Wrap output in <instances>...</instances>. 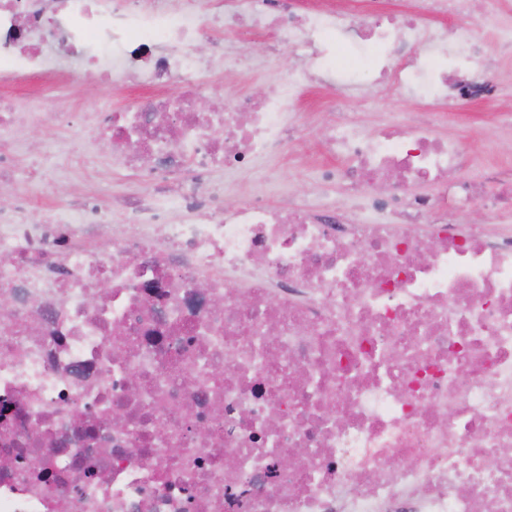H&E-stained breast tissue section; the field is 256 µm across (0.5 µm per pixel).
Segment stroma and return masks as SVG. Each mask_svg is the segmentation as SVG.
I'll return each mask as SVG.
<instances>
[{"instance_id": "obj_1", "label": "stroma", "mask_w": 512, "mask_h": 512, "mask_svg": "<svg viewBox=\"0 0 512 512\" xmlns=\"http://www.w3.org/2000/svg\"><path fill=\"white\" fill-rule=\"evenodd\" d=\"M468 8L470 34L482 48V60L491 64L487 76L505 88L506 93L497 100L475 103L468 110L450 112L437 126L436 133L441 137H459L468 153L479 159L485 175L512 179V132L498 129L492 121L494 109L512 108V49H502L493 35L495 26L512 24V0H499L497 11L493 14L488 12L485 0H470ZM270 43V38L264 36L249 38L245 42L237 72L226 78H214L216 91L224 92L226 101L263 94L276 79L286 76L289 69L297 66V58L289 51L269 54ZM375 69L376 54L374 50H366L360 62L361 80L366 91L353 93L348 99V110L362 128L372 130L395 112L418 118L422 108L416 100L387 95L382 86L373 84ZM69 93L74 107L81 112L96 110L105 103L109 104L111 110L121 111L133 102L143 103L148 99L147 93L134 87L91 89L82 83L73 84ZM95 151L102 171L101 178L94 184L95 190L105 196L138 191V184L126 172L113 166L112 149L107 143H98ZM311 163V157L293 153L271 158L268 166L274 187L268 192V202L276 206L287 196L299 198L321 194L345 199L348 195L345 184L321 187L315 183L310 171Z\"/></svg>"}]
</instances>
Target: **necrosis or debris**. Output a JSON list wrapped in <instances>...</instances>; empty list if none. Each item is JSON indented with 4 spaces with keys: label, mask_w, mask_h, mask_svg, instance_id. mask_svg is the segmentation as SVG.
Wrapping results in <instances>:
<instances>
[{
    "label": "necrosis or debris",
    "mask_w": 512,
    "mask_h": 512,
    "mask_svg": "<svg viewBox=\"0 0 512 512\" xmlns=\"http://www.w3.org/2000/svg\"><path fill=\"white\" fill-rule=\"evenodd\" d=\"M462 4L0 0V512H512V235L447 218L452 198L511 214L512 180L460 179L462 141L432 132L494 93L474 79ZM211 28L224 45L199 57ZM256 31L302 66L260 99L195 111ZM368 41L379 83L424 120L320 127L313 178L346 183L343 203L225 206L213 174L299 143L302 92L360 90L350 47ZM78 80L152 89L69 129L154 193L88 189L35 214L30 186L48 199L98 173L64 147L50 169L15 163L14 129L64 117ZM173 82L177 97L159 93ZM422 181L444 194L408 196Z\"/></svg>",
    "instance_id": "necrosis-or-debris-1"
}]
</instances>
